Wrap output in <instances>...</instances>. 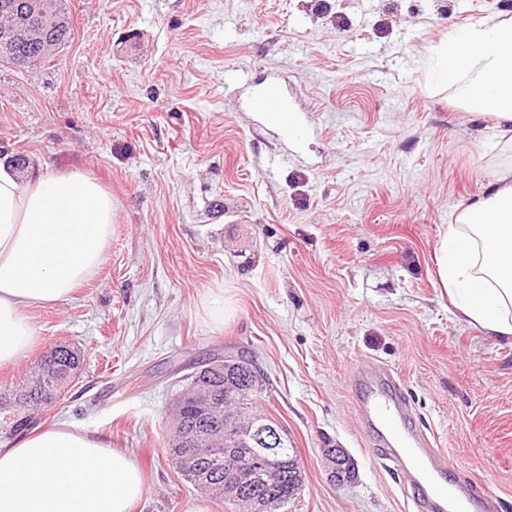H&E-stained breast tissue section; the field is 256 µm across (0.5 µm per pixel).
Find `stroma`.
<instances>
[{"label":"stroma","instance_id":"stroma-1","mask_svg":"<svg viewBox=\"0 0 512 512\" xmlns=\"http://www.w3.org/2000/svg\"><path fill=\"white\" fill-rule=\"evenodd\" d=\"M74 37L45 63H0V167L81 171L116 203L108 258L72 299L32 309L39 342L0 367V397L54 346L81 369L33 427L99 433L144 471L133 512L199 497L166 451L183 375L245 353L257 404L288 433L303 486L281 512H412L358 413L359 364L394 372L415 423L512 512V338L468 324L434 249L498 161L427 50L512 0H66ZM285 80L300 133L249 108ZM223 292L224 320L206 301ZM355 465L329 480L323 451Z\"/></svg>","mask_w":512,"mask_h":512}]
</instances>
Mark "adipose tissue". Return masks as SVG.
<instances>
[{
  "label": "adipose tissue",
  "mask_w": 512,
  "mask_h": 512,
  "mask_svg": "<svg viewBox=\"0 0 512 512\" xmlns=\"http://www.w3.org/2000/svg\"><path fill=\"white\" fill-rule=\"evenodd\" d=\"M428 77L483 121L481 143L505 160L435 250L454 305L493 336H512V16L490 15L432 46ZM113 203L79 172L27 180L0 171V366L36 340L30 309L69 299L107 258ZM144 474L103 436L65 426L0 448V512H132Z\"/></svg>",
  "instance_id": "ef3b65f1"
}]
</instances>
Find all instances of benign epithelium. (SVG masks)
Instances as JSON below:
<instances>
[{
    "mask_svg": "<svg viewBox=\"0 0 512 512\" xmlns=\"http://www.w3.org/2000/svg\"><path fill=\"white\" fill-rule=\"evenodd\" d=\"M55 5L56 0H36L28 12L17 10L8 3L0 5V11L9 15V21L0 25V59L15 58L19 48L24 45L53 48L56 42L45 18L50 17L59 25L64 23L63 17L57 15ZM209 369L226 377L233 374L243 384L251 380L250 371L236 362L214 361L209 363ZM178 428L190 448H218L224 452V458L229 459L243 454L246 447L251 452L250 459L255 463L272 456L286 441L282 427L255 413L246 421L241 420L235 411L222 416L208 415L192 430L184 429L181 424ZM326 460L333 477L340 475V470L350 465L349 455L343 448L336 449Z\"/></svg>",
    "mask_w": 512,
    "mask_h": 512,
    "instance_id": "benign-epithelium-1",
    "label": "benign epithelium"
}]
</instances>
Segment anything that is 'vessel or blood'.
I'll list each match as a JSON object with an SVG mask.
<instances>
[{"label": "vessel or blood", "mask_w": 512, "mask_h": 512, "mask_svg": "<svg viewBox=\"0 0 512 512\" xmlns=\"http://www.w3.org/2000/svg\"><path fill=\"white\" fill-rule=\"evenodd\" d=\"M253 106L265 125L275 127L281 138H289L290 106L282 82L266 83ZM356 379L361 389L362 421L377 434L385 457L401 472L402 490L414 512H448L453 504L463 505L466 512H496L493 493L466 481L449 480L454 463L438 454L429 438L416 428L389 369L365 365L358 368Z\"/></svg>", "instance_id": "1"}]
</instances>
